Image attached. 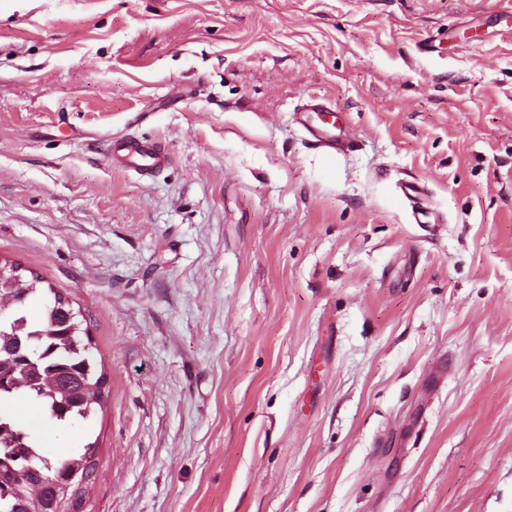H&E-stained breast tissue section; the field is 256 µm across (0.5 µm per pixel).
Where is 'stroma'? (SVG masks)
<instances>
[{"label": "stroma", "instance_id": "obj_1", "mask_svg": "<svg viewBox=\"0 0 512 512\" xmlns=\"http://www.w3.org/2000/svg\"><path fill=\"white\" fill-rule=\"evenodd\" d=\"M1 260L107 373L83 512H512V0H0ZM322 112L328 111L322 104L312 101L304 106L299 120L317 146L327 154L334 155L343 151L346 134L344 132L336 133L332 128L318 124L316 118H321ZM112 159L140 176L159 170L167 157L148 143L113 139L110 143Z\"/></svg>", "mask_w": 512, "mask_h": 512}]
</instances>
